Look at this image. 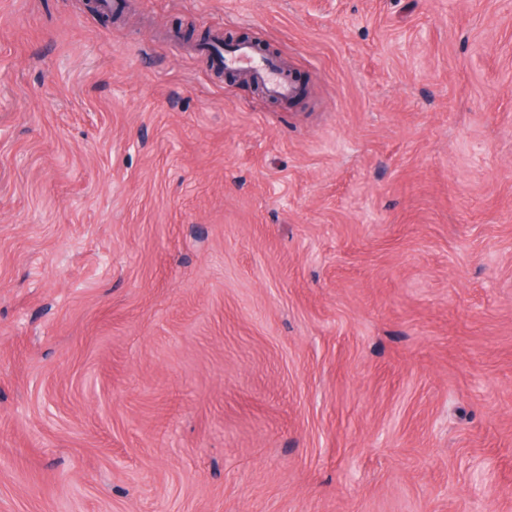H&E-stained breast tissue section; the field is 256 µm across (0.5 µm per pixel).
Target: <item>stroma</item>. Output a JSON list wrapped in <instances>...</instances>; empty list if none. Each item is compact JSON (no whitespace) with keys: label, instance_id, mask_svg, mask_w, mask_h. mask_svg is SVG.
Instances as JSON below:
<instances>
[{"label":"stroma","instance_id":"stroma-1","mask_svg":"<svg viewBox=\"0 0 512 512\" xmlns=\"http://www.w3.org/2000/svg\"><path fill=\"white\" fill-rule=\"evenodd\" d=\"M120 2L0 0V512H512V0ZM205 60L211 70L250 73L269 97L288 100L296 93L297 85L293 77L282 69L276 59L262 54L250 41H240L220 56L208 54Z\"/></svg>","mask_w":512,"mask_h":512}]
</instances>
